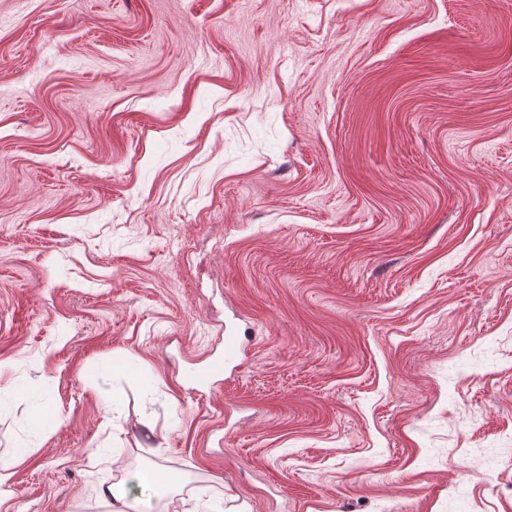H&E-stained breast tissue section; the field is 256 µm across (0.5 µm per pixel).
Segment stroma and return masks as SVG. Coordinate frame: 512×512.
<instances>
[{"mask_svg": "<svg viewBox=\"0 0 512 512\" xmlns=\"http://www.w3.org/2000/svg\"><path fill=\"white\" fill-rule=\"evenodd\" d=\"M0 462L512 512V0H0Z\"/></svg>", "mask_w": 512, "mask_h": 512, "instance_id": "stroma-1", "label": "stroma"}]
</instances>
